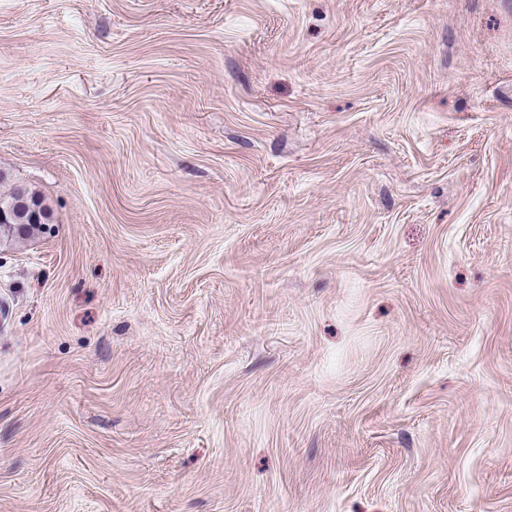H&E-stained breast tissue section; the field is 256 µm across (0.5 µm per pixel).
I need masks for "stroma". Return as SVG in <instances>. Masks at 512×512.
<instances>
[{"instance_id":"stroma-1","label":"stroma","mask_w":512,"mask_h":512,"mask_svg":"<svg viewBox=\"0 0 512 512\" xmlns=\"http://www.w3.org/2000/svg\"><path fill=\"white\" fill-rule=\"evenodd\" d=\"M0 512H512V0H0ZM8 213L5 223H0V232L15 236L19 231H30L37 224H47L48 219L43 200L38 193L25 186H16L9 194H0V209Z\"/></svg>"}]
</instances>
